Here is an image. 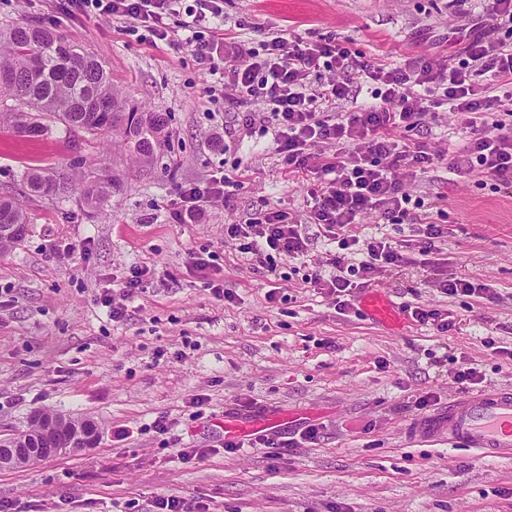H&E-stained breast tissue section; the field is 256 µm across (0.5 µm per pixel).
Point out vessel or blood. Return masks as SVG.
<instances>
[{"mask_svg": "<svg viewBox=\"0 0 512 512\" xmlns=\"http://www.w3.org/2000/svg\"><path fill=\"white\" fill-rule=\"evenodd\" d=\"M361 306L368 316L381 322L390 324L397 318L394 306L384 295H367ZM270 425V419L259 417L225 424L224 432L245 437ZM429 428L447 432L449 444H461L482 455L512 457V391L495 390L449 402L447 414L430 422Z\"/></svg>", "mask_w": 512, "mask_h": 512, "instance_id": "b4317fda", "label": "vessel or blood"}]
</instances>
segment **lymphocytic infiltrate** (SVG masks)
I'll return each instance as SVG.
<instances>
[{
    "instance_id": "f902f5d3",
    "label": "lymphocytic infiltrate",
    "mask_w": 512,
    "mask_h": 512,
    "mask_svg": "<svg viewBox=\"0 0 512 512\" xmlns=\"http://www.w3.org/2000/svg\"><path fill=\"white\" fill-rule=\"evenodd\" d=\"M61 2L67 14L130 21L145 40L189 47L203 70L227 78L235 91L231 105H250L245 129L271 133L289 173L320 176L305 221L269 210L245 223L227 225L226 232L240 253L272 275L278 258L307 253L308 224L320 226L338 250L328 259L327 269L312 270L305 281L334 296L338 313L351 309L358 288L378 282L386 273L411 265L432 270L438 263L437 241L444 227L423 220L422 203L411 199L404 182L443 156L424 143L394 137L395 129L421 126L433 90L442 91L461 129L469 133L448 162L449 170L512 188V128L494 112L501 100L512 99V44L498 41L494 27L498 21L512 23V0H492V24L472 30L458 64L436 65L423 54L392 68L356 61L333 42H291L278 32L268 33L259 47L249 46L234 33H219L224 22L220 0ZM173 16L181 17L180 27L170 26ZM353 66L379 87L373 103L346 112L341 105L350 94L346 75ZM325 145L332 146V154H322ZM232 182L224 175L206 186L183 190L184 204L176 218L190 221L204 204L230 203L226 187ZM370 213L397 224H424L416 255L383 238L352 234V225Z\"/></svg>"
}]
</instances>
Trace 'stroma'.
Wrapping results in <instances>:
<instances>
[{
	"label": "stroma",
	"mask_w": 512,
	"mask_h": 512,
	"mask_svg": "<svg viewBox=\"0 0 512 512\" xmlns=\"http://www.w3.org/2000/svg\"><path fill=\"white\" fill-rule=\"evenodd\" d=\"M488 20L485 0H224V25L242 39L284 29L395 65L423 54L457 62L467 28ZM0 23H36L85 45L129 104L168 116L147 166L116 136L55 125L29 139L0 126V196L20 194L23 173L37 167L76 180L109 170L123 184L95 209L75 194H20L28 230L0 255V437L48 411L94 421L100 440L1 468L8 512H156L171 495L189 512H512V459L423 430L449 401L471 395L455 379L463 361L478 364L481 391L512 390V188L450 181L442 164L406 185L448 229L443 273L485 285L488 298L443 294L410 268L375 286L399 309L398 326L341 315L304 281L329 251L318 226L308 229L307 256L280 260L273 276L225 237V225L272 208L304 215L310 182L288 173L270 137L225 149V129L241 128L247 109L225 103L219 76L189 49L62 14L56 0H0ZM395 136L448 158L465 142L445 105L419 131ZM234 172L244 186L232 207L174 219L181 191ZM195 255L206 268L192 264ZM135 266L147 273L113 321L99 298ZM219 283L235 302L214 295ZM417 302L460 319V330L443 336L413 321L403 308ZM196 395L205 405L192 407ZM424 396L430 406L417 409ZM255 414L288 437L310 424L319 434L282 454L224 452L225 418ZM161 418L167 431L153 426ZM184 448L206 456L184 462Z\"/></svg>",
	"instance_id": "obj_1"
}]
</instances>
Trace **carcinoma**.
<instances>
[{"instance_id": "obj_1", "label": "carcinoma", "mask_w": 512, "mask_h": 512, "mask_svg": "<svg viewBox=\"0 0 512 512\" xmlns=\"http://www.w3.org/2000/svg\"><path fill=\"white\" fill-rule=\"evenodd\" d=\"M51 122L103 136L120 130L130 154L145 164L153 162L167 137V116L127 106L102 61L89 49L39 25L0 28V123L35 138L46 135ZM24 182L31 192L57 200L74 190L73 182L43 168L29 169ZM117 184L119 178L111 173L93 178L82 191L83 203L94 208L108 202ZM26 230L23 209L0 196V253L17 244ZM57 420L58 414L41 412L17 437L36 436L59 452L85 442L97 444L98 427H93V438H87L89 421L70 418L59 432Z\"/></svg>"}]
</instances>
